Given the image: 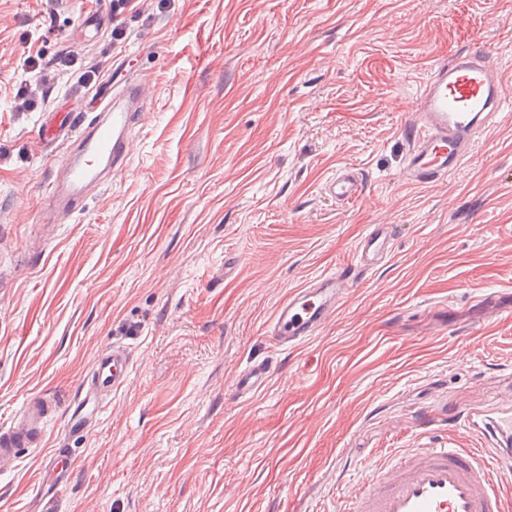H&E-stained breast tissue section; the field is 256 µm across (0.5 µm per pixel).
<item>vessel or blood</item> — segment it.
<instances>
[{"mask_svg": "<svg viewBox=\"0 0 512 512\" xmlns=\"http://www.w3.org/2000/svg\"><path fill=\"white\" fill-rule=\"evenodd\" d=\"M512 99L504 73L487 49L473 48L446 62L436 61L419 91L417 118L408 128L406 172L412 184L426 186L458 171L473 153L477 135L494 112ZM144 110L142 84L117 66L103 84L90 112H47L38 133L47 146L62 140L74 148L45 188L53 215L73 216L89 189L109 184L129 158L130 130ZM325 193L349 203L362 196V180L351 168L337 170L323 185ZM394 228L371 224L358 238L351 262L371 270L391 254ZM348 283L343 273L321 275L293 289L276 308L266 333L283 348H299L335 318ZM131 371L129 350L102 349L81 383L91 411L75 408L63 432L79 438L92 413L117 393ZM270 378L265 362H253L236 377L234 393L246 398ZM61 401L48 394L27 397L18 415L0 425V471L17 466L24 452L37 449L57 417ZM512 449L475 452L464 448H417L376 469L351 490L340 512H512V490L498 477Z\"/></svg>", "mask_w": 512, "mask_h": 512, "instance_id": "vessel-or-blood-1", "label": "vessel or blood"}]
</instances>
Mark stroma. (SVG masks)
I'll list each match as a JSON object with an SVG mask.
<instances>
[{"mask_svg":"<svg viewBox=\"0 0 512 512\" xmlns=\"http://www.w3.org/2000/svg\"><path fill=\"white\" fill-rule=\"evenodd\" d=\"M0 0V423L71 399L101 348L132 371L71 448L58 512H338L387 451L493 448L512 416V105L455 175L406 178L401 129L432 61L484 43L512 78V0ZM73 51L31 90L81 111L80 74H147L138 144L72 223L42 222L59 156L17 91L28 53ZM351 167L350 204L322 186ZM389 263L350 267L365 225ZM347 268L335 321L301 349L264 333L292 289ZM262 360L247 400L231 380ZM43 445L0 474V512H39Z\"/></svg>","mask_w":512,"mask_h":512,"instance_id":"obj_1","label":"stroma"}]
</instances>
